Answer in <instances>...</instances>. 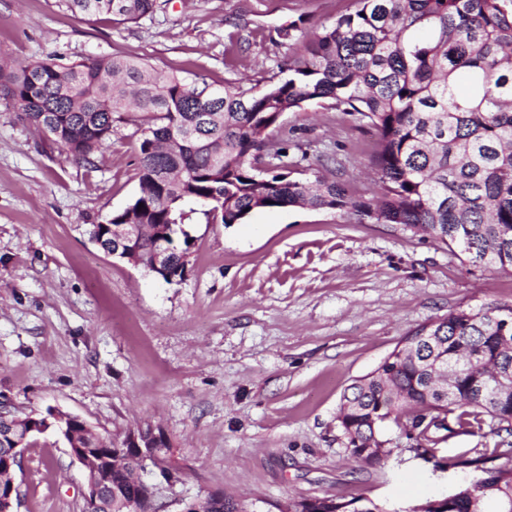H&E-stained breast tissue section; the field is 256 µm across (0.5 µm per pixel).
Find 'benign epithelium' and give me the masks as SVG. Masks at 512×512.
<instances>
[{"instance_id": "benign-epithelium-1", "label": "benign epithelium", "mask_w": 512, "mask_h": 512, "mask_svg": "<svg viewBox=\"0 0 512 512\" xmlns=\"http://www.w3.org/2000/svg\"><path fill=\"white\" fill-rule=\"evenodd\" d=\"M134 213H129L126 223L114 224L108 219L102 223L108 231L111 241L107 254L114 259L126 261L137 267L144 263L141 257L140 244L144 232L151 233L156 241L155 247L146 261L147 269L161 276L167 282H174L180 271L176 270L169 259L167 241L171 236V226L157 224H136ZM60 434L69 441L71 454L85 466L87 470V487L83 493V512H98L99 496L103 478L109 473H122L128 480L137 485L144 484L140 472L145 470V463L160 455L163 451L162 436L150 427L129 435L121 446L112 448V455L104 456L96 448H84L77 442V434L73 428L81 426L84 421L67 414L52 415ZM3 438L12 442L11 458L5 459L7 468H12L24 452V439L20 437L17 425L6 421Z\"/></svg>"}]
</instances>
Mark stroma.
<instances>
[{
    "mask_svg": "<svg viewBox=\"0 0 512 512\" xmlns=\"http://www.w3.org/2000/svg\"><path fill=\"white\" fill-rule=\"evenodd\" d=\"M354 0H158L135 23L90 20L63 0H0V53L15 63L126 54L180 77L264 87L288 56L279 26L305 29ZM133 114L91 163L66 159L0 102V409L70 414L115 441L152 427L170 472L151 468L155 512H186L219 492L249 512L291 499L363 495L393 508L470 482L407 451L354 463L337 425L340 398L419 325L461 306L512 304V270L476 267L457 248L347 210L288 207L238 224L184 206V278L169 284L107 255L92 225L139 192ZM271 149L349 197L375 189L368 119L311 103L285 113ZM15 512H82L84 469L48 430L14 472Z\"/></svg>",
    "mask_w": 512,
    "mask_h": 512,
    "instance_id": "obj_1",
    "label": "stroma"
}]
</instances>
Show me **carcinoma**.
<instances>
[{"mask_svg": "<svg viewBox=\"0 0 512 512\" xmlns=\"http://www.w3.org/2000/svg\"><path fill=\"white\" fill-rule=\"evenodd\" d=\"M85 17L136 23L157 0H64ZM297 22L277 30L288 44L279 74L260 90L227 82L209 99L208 85L127 55L63 62L56 57L16 67L0 63V101L36 129L45 128L76 162L112 136L114 115L140 113V191L131 203L141 224H171L195 201L213 224H239L262 209H350L359 220L401 224L456 246L473 265L512 269V0H356L354 11L301 39ZM329 102L358 113L377 133V189L353 200L319 176L292 177L306 154L265 151L286 112ZM435 337L414 354L389 355L383 373L356 380L341 398L339 426L350 458L375 465L360 449L384 442L391 424L416 454L448 436L488 426L499 438L475 457L447 459L482 480L423 501L426 512H512V305L459 307L415 332ZM148 489L113 480L101 512H126ZM353 501L294 499L289 512H353Z\"/></svg>", "mask_w": 512, "mask_h": 512, "instance_id": "1", "label": "carcinoma"}]
</instances>
